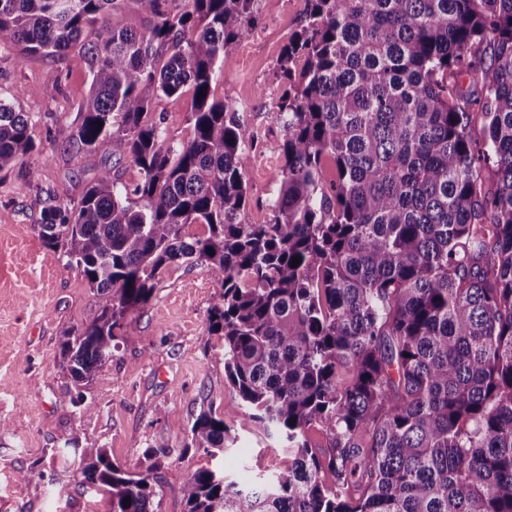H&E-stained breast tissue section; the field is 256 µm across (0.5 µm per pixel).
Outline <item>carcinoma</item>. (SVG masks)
Returning a JSON list of instances; mask_svg holds the SVG:
<instances>
[{
	"instance_id": "1",
	"label": "carcinoma",
	"mask_w": 512,
	"mask_h": 512,
	"mask_svg": "<svg viewBox=\"0 0 512 512\" xmlns=\"http://www.w3.org/2000/svg\"><path fill=\"white\" fill-rule=\"evenodd\" d=\"M189 2L0 0L19 61L85 50L89 99L56 134L69 160L117 136L139 173L120 188L106 169L76 205L44 207L40 235L105 296L66 331L61 368L90 385L164 267L192 260L222 289L207 331L241 425L288 452L252 484L197 469L187 512H512V0H306L281 56L265 224L241 219L254 135L212 93L256 0ZM187 91L192 132L174 146L153 101ZM33 127L0 98V172L34 151ZM190 440L214 459L230 428L202 412ZM83 463L110 512H154L158 465L133 474L105 448Z\"/></svg>"
}]
</instances>
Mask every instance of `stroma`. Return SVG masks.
I'll return each instance as SVG.
<instances>
[{
	"label": "stroma",
	"mask_w": 512,
	"mask_h": 512,
	"mask_svg": "<svg viewBox=\"0 0 512 512\" xmlns=\"http://www.w3.org/2000/svg\"><path fill=\"white\" fill-rule=\"evenodd\" d=\"M258 24L229 51L216 70V98L232 96L241 120L255 135L246 180L249 224L266 223L282 181L278 146L283 123L278 104L286 84L280 58L289 37L303 23L306 0H257ZM91 83L87 59L69 53L64 65L35 56L18 61L0 47V97L35 121L37 150L25 166L0 173V512H109L107 494L83 483L80 460L60 457L61 435L79 447L107 449L114 462L146 472L150 449L166 450L158 476L162 492L155 512H185L184 482L211 466L189 444L196 416L210 411L230 426L233 442L224 450L225 475L251 478L275 470L284 458L276 438L240 424L242 407L224 376V341L207 333L210 308L220 286L206 266L170 264L147 305L128 317L132 336H118L112 358L85 389L93 413L72 400L77 392L59 366L66 330L92 322L104 302L61 252L39 235L44 201L54 196L74 204L103 168L120 182L138 173L119 138L70 162L54 139L73 125ZM191 93L160 98L167 141L177 145L191 133ZM45 471L41 481L18 480V471Z\"/></svg>",
	"instance_id": "1"
}]
</instances>
